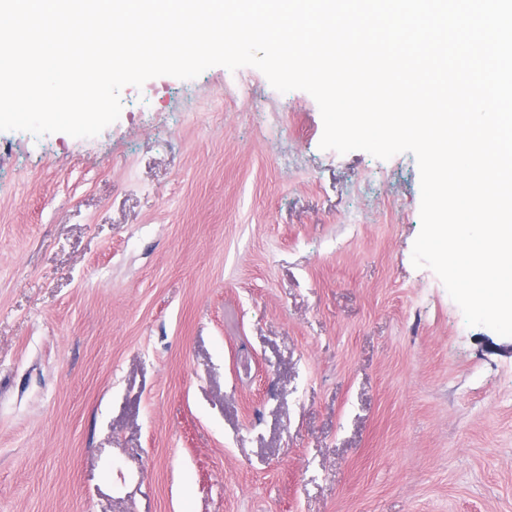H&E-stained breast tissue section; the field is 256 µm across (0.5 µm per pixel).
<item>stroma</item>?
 <instances>
[{"mask_svg":"<svg viewBox=\"0 0 512 512\" xmlns=\"http://www.w3.org/2000/svg\"><path fill=\"white\" fill-rule=\"evenodd\" d=\"M0 131V512H512V339L414 267L413 154L222 66Z\"/></svg>","mask_w":512,"mask_h":512,"instance_id":"35a3bbf8","label":"stroma"}]
</instances>
